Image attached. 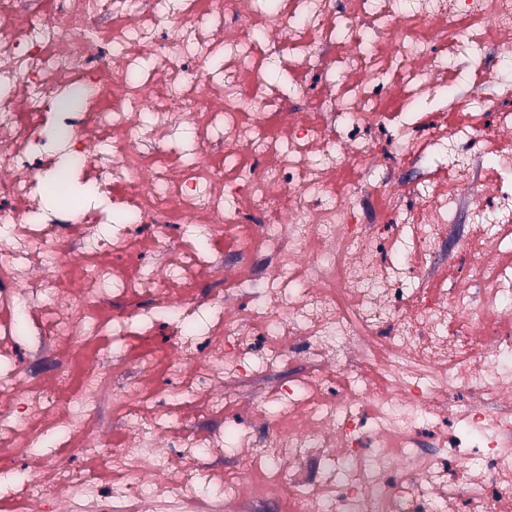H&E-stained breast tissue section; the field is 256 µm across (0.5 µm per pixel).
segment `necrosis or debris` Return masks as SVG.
Returning a JSON list of instances; mask_svg holds the SVG:
<instances>
[{
	"instance_id": "necrosis-or-debris-1",
	"label": "necrosis or debris",
	"mask_w": 512,
	"mask_h": 512,
	"mask_svg": "<svg viewBox=\"0 0 512 512\" xmlns=\"http://www.w3.org/2000/svg\"><path fill=\"white\" fill-rule=\"evenodd\" d=\"M495 56L512 0H0V491L27 512H512V336L480 333L512 316ZM473 72L464 120L428 122ZM64 154L97 201L48 217ZM426 155L447 182L394 177Z\"/></svg>"
}]
</instances>
